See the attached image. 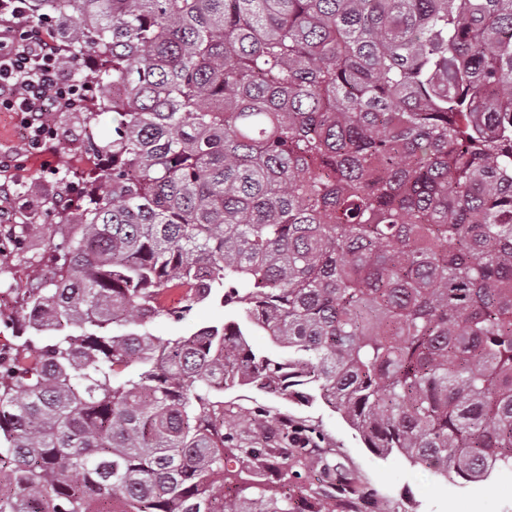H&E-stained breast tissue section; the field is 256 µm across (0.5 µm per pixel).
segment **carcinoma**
Segmentation results:
<instances>
[{"label":"carcinoma","mask_w":512,"mask_h":512,"mask_svg":"<svg viewBox=\"0 0 512 512\" xmlns=\"http://www.w3.org/2000/svg\"><path fill=\"white\" fill-rule=\"evenodd\" d=\"M34 6L94 61L111 168L10 231L49 242L0 360V512H326L267 494L314 442L224 431L237 385L460 484L512 469V0ZM201 303L231 318L147 330Z\"/></svg>","instance_id":"carcinoma-1"}]
</instances>
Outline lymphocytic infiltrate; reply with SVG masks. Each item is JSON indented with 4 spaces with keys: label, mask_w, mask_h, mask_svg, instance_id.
<instances>
[{
    "label": "lymphocytic infiltrate",
    "mask_w": 512,
    "mask_h": 512,
    "mask_svg": "<svg viewBox=\"0 0 512 512\" xmlns=\"http://www.w3.org/2000/svg\"><path fill=\"white\" fill-rule=\"evenodd\" d=\"M0 11V112L16 113L26 153L53 152L54 112L83 111L88 85L64 69V41L34 18L30 0H5Z\"/></svg>",
    "instance_id": "f902f5d3"
}]
</instances>
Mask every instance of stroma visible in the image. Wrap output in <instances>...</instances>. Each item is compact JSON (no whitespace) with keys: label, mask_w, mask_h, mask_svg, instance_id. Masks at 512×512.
Wrapping results in <instances>:
<instances>
[{"label":"stroma","mask_w":512,"mask_h":512,"mask_svg":"<svg viewBox=\"0 0 512 512\" xmlns=\"http://www.w3.org/2000/svg\"><path fill=\"white\" fill-rule=\"evenodd\" d=\"M22 142L16 115L0 112V153L21 157L19 167L0 171V184L10 185L17 217L31 214L40 223H52L57 202L66 196L75 174L90 168L92 162L83 151H61L52 159L27 156ZM47 244L42 236L28 239L20 250L1 243L0 279H12L15 288H26L33 276L30 259L42 253ZM224 319L223 308L199 304L182 321L157 319L150 331L165 340L223 323ZM222 398L225 405L240 408V415L226 426L244 439H264L270 429L282 423L312 431L318 463L373 492L383 512H512V472H499L483 484L461 485L411 465L399 454H374L359 433L322 401L302 404L248 386L225 390ZM256 410L262 412L264 425L254 422L252 413Z\"/></svg>","instance_id":"35a3bbf8"}]
</instances>
